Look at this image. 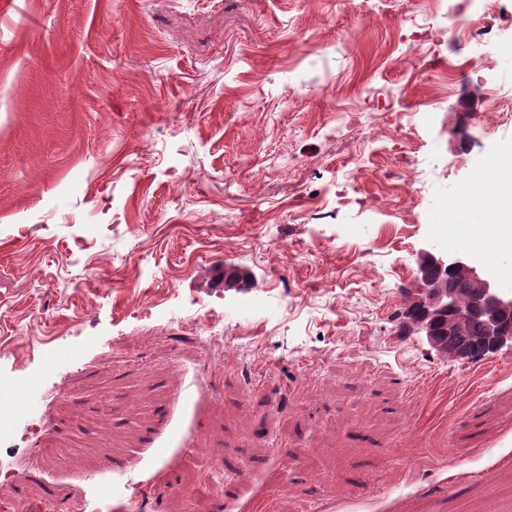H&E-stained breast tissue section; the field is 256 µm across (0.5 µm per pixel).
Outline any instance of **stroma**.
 I'll return each mask as SVG.
<instances>
[{"instance_id": "35a3bbf8", "label": "stroma", "mask_w": 512, "mask_h": 512, "mask_svg": "<svg viewBox=\"0 0 512 512\" xmlns=\"http://www.w3.org/2000/svg\"><path fill=\"white\" fill-rule=\"evenodd\" d=\"M511 153L512 0H0V512H512V351L402 317L430 241L512 286L448 213ZM139 481L135 480L134 476H130L126 481L118 483L112 487V496L110 500H98L97 498H86L82 499L80 511L84 512H112L115 511H127L126 504L132 501L134 496L129 493L131 489L137 486ZM115 501L116 504L113 507L110 501Z\"/></svg>"}]
</instances>
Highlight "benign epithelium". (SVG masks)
Wrapping results in <instances>:
<instances>
[{"label":"benign epithelium","mask_w":512,"mask_h":512,"mask_svg":"<svg viewBox=\"0 0 512 512\" xmlns=\"http://www.w3.org/2000/svg\"><path fill=\"white\" fill-rule=\"evenodd\" d=\"M436 270L440 277L430 278ZM467 283L471 294L483 299L473 303L452 288L455 282ZM406 327L424 337L439 354L464 357L466 352L447 349L437 336L435 321L448 319V335L463 336L467 326L478 322L483 335L475 351L494 353L512 349V289L501 287L498 275L484 268L477 259L463 252H449L430 244L417 254V275L406 301Z\"/></svg>","instance_id":"7a95c632"}]
</instances>
